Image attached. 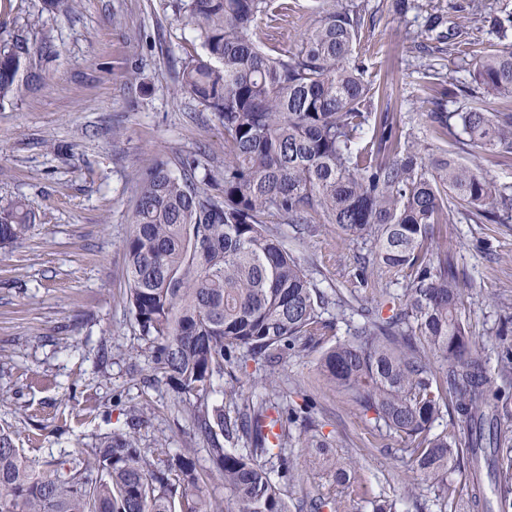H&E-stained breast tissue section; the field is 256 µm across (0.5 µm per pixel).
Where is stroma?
Returning a JSON list of instances; mask_svg holds the SVG:
<instances>
[{"instance_id":"1","label":"stroma","mask_w":512,"mask_h":512,"mask_svg":"<svg viewBox=\"0 0 512 512\" xmlns=\"http://www.w3.org/2000/svg\"><path fill=\"white\" fill-rule=\"evenodd\" d=\"M176 0H76L73 8L43 12V0H0V28L37 40L51 27L58 55L39 87L23 91L0 111V206L22 199L35 210L33 232L0 251V428L43 472L61 455L90 448L115 431L137 437L156 462L180 449L195 451L208 496L224 497L223 479L211 471L206 443L194 439L178 413V395L154 372L145 341L126 304L122 242L131 231L139 178L157 161L175 174L196 158L194 183L206 188L224 170V128L188 95L175 91L182 62L199 53L194 32L175 12ZM369 17L353 56L365 80L380 86L395 116L421 118L429 94L423 76L433 64L456 94L472 82L473 38L497 48L512 44L483 27L499 0H358ZM291 12L270 28L265 45L293 48L313 19L315 0H289ZM444 16L448 38L425 28L431 13ZM458 265L469 283L462 290L477 353L496 368L501 315L512 312V224H445ZM329 224L298 252L320 287L349 280L355 258L368 252ZM335 326L317 347L267 366L248 362L241 382L264 397L261 376L277 384L281 401L316 400L311 418L288 427V457L301 480L288 486L290 503L336 500V512H371L378 498L395 500L398 512H469L470 472L457 465L446 500L421 483L403 440L375 427L344 393L317 374L322 348L342 341ZM324 437L331 454L355 474L338 485L322 455L303 448L305 437Z\"/></svg>"}]
</instances>
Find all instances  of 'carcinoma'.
Here are the masks:
<instances>
[{
    "instance_id": "obj_1",
    "label": "carcinoma",
    "mask_w": 512,
    "mask_h": 512,
    "mask_svg": "<svg viewBox=\"0 0 512 512\" xmlns=\"http://www.w3.org/2000/svg\"><path fill=\"white\" fill-rule=\"evenodd\" d=\"M175 11L201 45L182 62L176 92L222 122L224 172L208 190L163 161L141 178L122 245L127 303L153 369L186 395L178 412L212 444L224 501L205 494L192 448L159 467L133 435L114 432L47 474L0 429V512H291L281 484L298 481L287 453L294 411L247 395L231 421L219 381L249 358L286 361L300 340L327 335L331 307L351 320L348 337L321 354L323 380L409 443L404 452L427 486L447 489L452 463L463 458L486 471L487 481L472 482L471 507L491 510L489 485L500 512H512V448L503 447L488 403L497 382H512V355L493 375L472 351L460 311L464 274L434 233L457 214L512 222V191L446 148L464 135L489 160L512 163V47L475 51L477 89H459L465 111H446V90L426 99L429 137L420 140L394 113L378 111L379 90L351 61L365 15L350 0H318L315 22L283 52L259 48L256 22L286 15L284 0H176ZM509 24L512 0H501L490 25ZM57 53L44 25L34 43L1 37L0 108L39 81L38 65ZM35 221L22 199L0 206V250ZM315 222L374 245L357 258L347 295L319 288L280 229L291 226L301 244ZM371 268L406 281L386 314L359 297ZM444 406L458 414L466 447L432 432ZM235 427L252 440L246 453L217 441Z\"/></svg>"
}]
</instances>
